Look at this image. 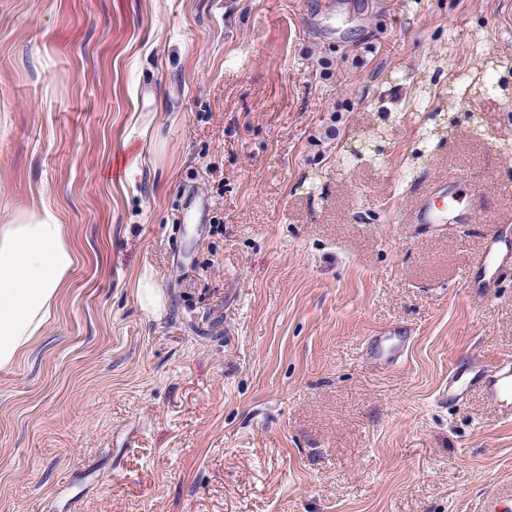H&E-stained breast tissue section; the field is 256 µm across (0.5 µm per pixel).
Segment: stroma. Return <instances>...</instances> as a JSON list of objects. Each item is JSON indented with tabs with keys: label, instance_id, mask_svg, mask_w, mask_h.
Segmentation results:
<instances>
[{
	"label": "stroma",
	"instance_id": "stroma-1",
	"mask_svg": "<svg viewBox=\"0 0 512 512\" xmlns=\"http://www.w3.org/2000/svg\"><path fill=\"white\" fill-rule=\"evenodd\" d=\"M448 177L512 217V0H0V219L76 257L0 370V512H512V405L438 397L512 357V238L407 223ZM405 347V336L397 329H390L382 336H377L370 344L369 356L375 361H387L400 356Z\"/></svg>",
	"mask_w": 512,
	"mask_h": 512
}]
</instances>
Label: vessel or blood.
<instances>
[{
  "label": "vessel or blood",
  "instance_id": "1",
  "mask_svg": "<svg viewBox=\"0 0 512 512\" xmlns=\"http://www.w3.org/2000/svg\"><path fill=\"white\" fill-rule=\"evenodd\" d=\"M477 187H470L468 195L458 191L441 190L434 193L409 213V219L416 224H443L453 219L461 222H478L480 211L476 200ZM405 347V338L396 329L386 331L370 344L369 356L376 361L388 360L401 355ZM481 388L494 402L512 399V361H502L493 372H485L479 361H471L468 366L455 368L448 374V384L442 391V397L449 404L463 401L472 388Z\"/></svg>",
  "mask_w": 512,
  "mask_h": 512
}]
</instances>
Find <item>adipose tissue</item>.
I'll list each match as a JSON object with an SVG mask.
<instances>
[{
	"mask_svg": "<svg viewBox=\"0 0 512 512\" xmlns=\"http://www.w3.org/2000/svg\"><path fill=\"white\" fill-rule=\"evenodd\" d=\"M75 264L59 211L48 204L0 224V369L43 333Z\"/></svg>",
	"mask_w": 512,
	"mask_h": 512,
	"instance_id": "obj_1",
	"label": "adipose tissue"
}]
</instances>
